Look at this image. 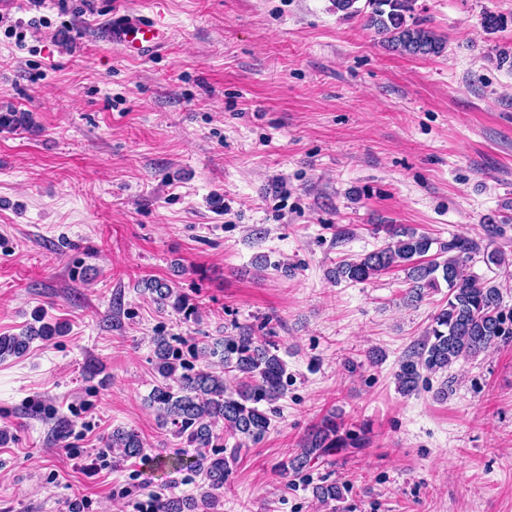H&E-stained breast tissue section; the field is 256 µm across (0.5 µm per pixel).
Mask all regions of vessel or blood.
Returning a JSON list of instances; mask_svg holds the SVG:
<instances>
[{
  "instance_id": "1",
  "label": "vessel or blood",
  "mask_w": 512,
  "mask_h": 512,
  "mask_svg": "<svg viewBox=\"0 0 512 512\" xmlns=\"http://www.w3.org/2000/svg\"><path fill=\"white\" fill-rule=\"evenodd\" d=\"M105 34L110 43L131 58L144 56L170 39L168 26L133 13L114 17Z\"/></svg>"
}]
</instances>
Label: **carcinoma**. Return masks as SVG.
<instances>
[{
    "mask_svg": "<svg viewBox=\"0 0 512 512\" xmlns=\"http://www.w3.org/2000/svg\"><path fill=\"white\" fill-rule=\"evenodd\" d=\"M416 0H331L332 9L346 18L360 16L365 26L380 36L392 51L428 57L442 54L445 37L425 26L415 15ZM32 120L28 112H1L0 130L27 128ZM389 241L359 260H343L330 271L337 281L366 282L389 270L404 271L409 289L407 300L417 302L425 291L446 284L448 301L433 317L431 328L417 346L411 348L399 364L397 380L403 393L418 389L423 372L445 371L461 358H472L502 344L512 343V311H505L499 289L465 272L466 262L477 251L473 240L454 237L440 245L449 253L443 261H425L433 240L413 227L385 225ZM143 291L160 308L171 307L186 316L192 307L186 295L166 282L147 279ZM39 326H29L19 335H0V360L24 355L36 340L62 336L65 324L45 321L34 315ZM154 369L160 377L148 396L161 426L177 438L200 449L188 463L182 458L157 456L151 462L158 467H187L203 477L202 491L195 497H175L158 493L152 496L150 512H218L224 483L229 476V461L242 449L256 444L270 429L273 404L288 389L286 362L277 354L278 345L270 338H259L248 325H236L224 333L221 347H202L194 359L219 357V373L207 365H195L183 357L165 336H156ZM224 425V436L214 432ZM234 440L227 447V440ZM363 438L342 430L336 418L325 419L308 436L300 452L281 464L282 472L299 476L310 463L338 448H359ZM117 448L120 457L145 458L144 443L133 430L115 429L105 443ZM317 500L327 503L340 498L339 486L319 484L313 488Z\"/></svg>",
    "mask_w": 512,
    "mask_h": 512,
    "instance_id": "carcinoma-1",
    "label": "carcinoma"
}]
</instances>
